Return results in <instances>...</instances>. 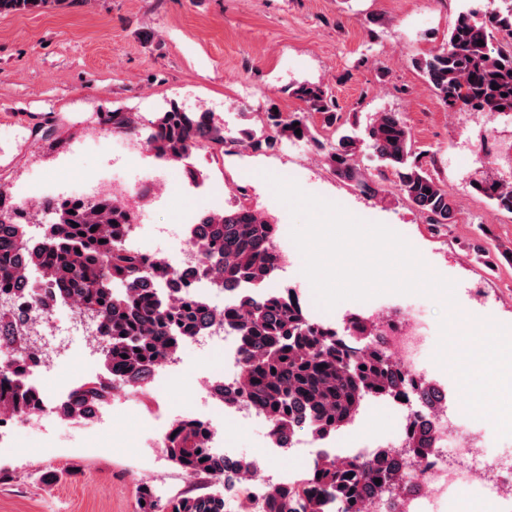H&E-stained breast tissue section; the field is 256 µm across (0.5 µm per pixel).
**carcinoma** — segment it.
<instances>
[{
  "mask_svg": "<svg viewBox=\"0 0 512 512\" xmlns=\"http://www.w3.org/2000/svg\"><path fill=\"white\" fill-rule=\"evenodd\" d=\"M498 2L480 21L468 12L459 13L445 45L415 60L452 112H512V44L501 42L505 36L512 38V0ZM64 3L0 0V14ZM291 95L307 112H268L264 128L245 132L244 141L230 136L212 113L187 111L176 104L142 127L131 113L119 109L105 113L101 123L112 133L145 134L149 150L171 163L200 149L224 153L240 142L254 152L269 153L288 142L307 141L323 151L338 178L366 195H377L380 183L356 163L357 137L340 133L342 113L329 90L301 82ZM315 114L321 118L319 129L310 121ZM367 138L381 167L395 177L404 199L424 215L432 232L455 223L451 192L424 167L407 127L395 113H379L367 129ZM471 187L499 211L512 214V183L478 180ZM45 211L54 215V221L43 229L38 246L31 248L26 225L32 220L0 189V336L19 345V361L26 362L33 353L24 343L25 324L13 317L8 298L14 290L7 286L30 269L49 287V296L70 297L80 311L95 315L105 339L101 360L108 372L145 379L198 329L224 322L244 337L251 350L243 392L281 432L293 429L303 412L317 433L332 434L348 424L368 398H387L399 389L401 375L387 355L366 340L357 350L348 348L336 332L316 327L291 299L283 302L272 296L258 302L243 291L237 309L222 314L189 297L185 292L189 283L166 263H149L117 239L114 224L135 220L118 199H60ZM200 223L209 225V240L202 245L207 259L203 272L212 276L216 287L261 285L276 270L274 224L251 206L241 201L231 209L208 211ZM151 282L169 289L160 294L148 287ZM103 391L96 379L75 388L59 404L61 415H85ZM39 406L40 396L30 389L0 387V412L22 415ZM164 451L185 475L211 477L223 490L163 498L143 484L137 500L144 504L138 505V512H226L224 491L245 482L254 469L248 460L217 455L209 448L207 429L195 419L181 423ZM377 479L381 484L375 483ZM390 481L391 472L382 459L349 460L338 468L323 458L296 485L272 488L268 499L274 512H327L331 502L340 504L341 512H360V497L376 488L390 493Z\"/></svg>",
  "mask_w": 512,
  "mask_h": 512,
  "instance_id": "cac0c4a2",
  "label": "carcinoma"
}]
</instances>
